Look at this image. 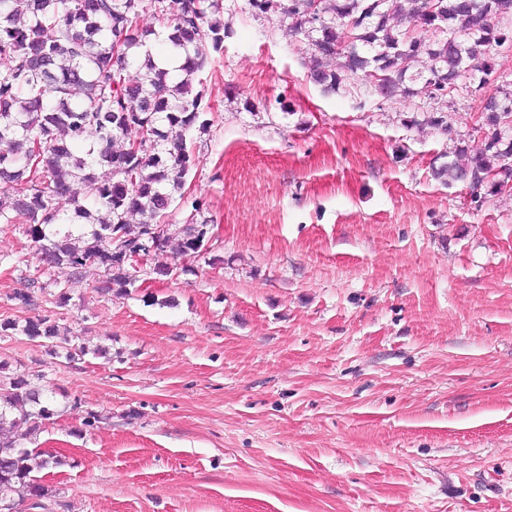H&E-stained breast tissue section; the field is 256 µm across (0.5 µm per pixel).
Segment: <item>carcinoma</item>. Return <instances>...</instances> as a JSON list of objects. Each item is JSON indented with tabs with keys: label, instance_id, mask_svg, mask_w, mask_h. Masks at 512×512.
<instances>
[{
	"label": "carcinoma",
	"instance_id": "carcinoma-1",
	"mask_svg": "<svg viewBox=\"0 0 512 512\" xmlns=\"http://www.w3.org/2000/svg\"><path fill=\"white\" fill-rule=\"evenodd\" d=\"M308 5L248 0L257 16L291 20L290 30L308 42L309 79L325 94L353 79L382 97L442 99L471 61L487 75L512 50V36L500 26L512 17V0H442L438 16L427 11L428 0H319L314 16ZM152 7L153 0H0V224L21 226L36 247L31 285L45 268L66 266L71 278L98 276L102 293L124 296L146 283L152 254L171 251L184 272L204 255L205 223L172 224L170 213L195 165L187 135L211 125L200 74L208 51H221L230 31L215 19L221 0H169L157 17L172 30L168 53L183 64L160 68L155 32L139 24ZM418 58L427 69L409 73ZM133 67L135 80L127 75ZM502 104L477 106L483 139L458 142L454 154L464 163L432 165L444 184L469 186L473 203L512 181L511 93ZM102 167L109 178L97 174ZM159 224L170 229L154 253L128 256L125 246ZM117 234L120 246L112 243ZM17 334L44 340L69 361L107 355L67 338L56 344L59 329L46 317L0 322V336ZM6 370L0 363V504L13 512L16 494L39 504L46 490L34 472L59 460L22 443L23 434L55 416L50 396Z\"/></svg>",
	"mask_w": 512,
	"mask_h": 512
}]
</instances>
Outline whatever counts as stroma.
Here are the masks:
<instances>
[{
  "label": "stroma",
  "instance_id": "stroma-1",
  "mask_svg": "<svg viewBox=\"0 0 512 512\" xmlns=\"http://www.w3.org/2000/svg\"><path fill=\"white\" fill-rule=\"evenodd\" d=\"M222 4L212 126L170 216L213 226L192 271L163 252L172 274L126 297L63 266L32 289L37 256L0 224V321L109 350L0 336L10 372L57 396L27 442L61 461L37 474L44 512H512V190L478 206L431 172L481 141L512 55L444 100L327 95L287 21ZM17 334L28 336L32 340L43 339L51 347L52 353L55 356H63L69 361L75 359L76 356H85L90 352V349L81 343L71 344L72 341L67 339V337L62 338L63 341H61L67 344V346L57 345L55 339H58V336H60L59 329L46 317L29 319L24 324L10 319L0 322V336H13Z\"/></svg>",
  "mask_w": 512,
  "mask_h": 512
}]
</instances>
